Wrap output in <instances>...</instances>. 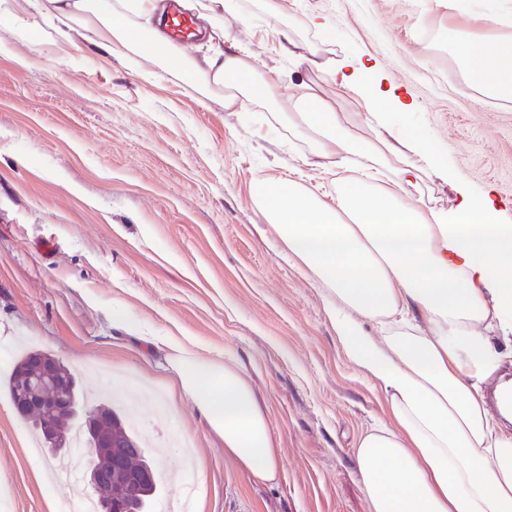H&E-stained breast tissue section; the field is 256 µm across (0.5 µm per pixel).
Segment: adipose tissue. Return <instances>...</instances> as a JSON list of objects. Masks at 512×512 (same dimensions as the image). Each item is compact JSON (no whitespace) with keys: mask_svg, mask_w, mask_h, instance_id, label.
<instances>
[{"mask_svg":"<svg viewBox=\"0 0 512 512\" xmlns=\"http://www.w3.org/2000/svg\"><path fill=\"white\" fill-rule=\"evenodd\" d=\"M50 2L65 44L75 27L90 29V49L151 62L145 77L164 61L223 91L225 107L245 98L278 107L273 81L248 57L219 47L198 60L170 45L162 0ZM511 25L510 12L463 6L448 31L449 51L482 95L512 98ZM285 119L311 157L346 172L331 203L281 178L256 180L253 198L301 272L335 297L342 350L389 401L396 429H372L356 450L367 512H512V435L483 391L503 361L488 332L512 325V224L487 191L447 213L405 202L421 169L384 136H364L311 85L297 87ZM175 370L176 388L223 436L225 453L254 480H276L268 423L239 364L182 353Z\"/></svg>","mask_w":512,"mask_h":512,"instance_id":"1","label":"adipose tissue"}]
</instances>
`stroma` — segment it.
I'll return each mask as SVG.
<instances>
[{
  "mask_svg": "<svg viewBox=\"0 0 512 512\" xmlns=\"http://www.w3.org/2000/svg\"><path fill=\"white\" fill-rule=\"evenodd\" d=\"M455 17L446 0H236L190 51L248 56L284 104L303 83L340 96L368 134L379 124L359 93L339 94L307 57L316 46L371 64L369 83L413 100L407 125L442 156L436 167L410 154L426 177L408 202L448 211L488 189L512 224V100L459 87L445 39ZM31 23L24 33L0 17V512L75 506L69 481L38 483L53 461L28 456L32 429L3 387L24 346L103 404L159 393L165 421L143 402L137 432L162 471L190 461L193 512H367L355 452L391 426L385 395L342 350L328 290L297 270L252 198L263 176L329 198L342 169L306 165L307 143L272 130L261 104L225 108L176 74L146 80L121 58L62 48L46 13ZM175 341L244 367L279 448L276 482L254 481L171 394Z\"/></svg>",
  "mask_w": 512,
  "mask_h": 512,
  "instance_id": "35a3bbf8",
  "label": "stroma"
}]
</instances>
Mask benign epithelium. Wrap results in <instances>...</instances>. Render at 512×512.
<instances>
[{"label": "benign epithelium", "instance_id": "1", "mask_svg": "<svg viewBox=\"0 0 512 512\" xmlns=\"http://www.w3.org/2000/svg\"><path fill=\"white\" fill-rule=\"evenodd\" d=\"M33 363L16 371L15 415L27 422L32 418L41 421L43 437L52 446L61 445L62 428L69 421L80 420L86 435L84 454L88 457L82 480L93 488L112 480L131 500L148 495L155 468L148 465L132 469L126 465L124 452L117 449L112 430L105 424L108 408L77 406L70 372L56 357L36 353Z\"/></svg>", "mask_w": 512, "mask_h": 512}]
</instances>
